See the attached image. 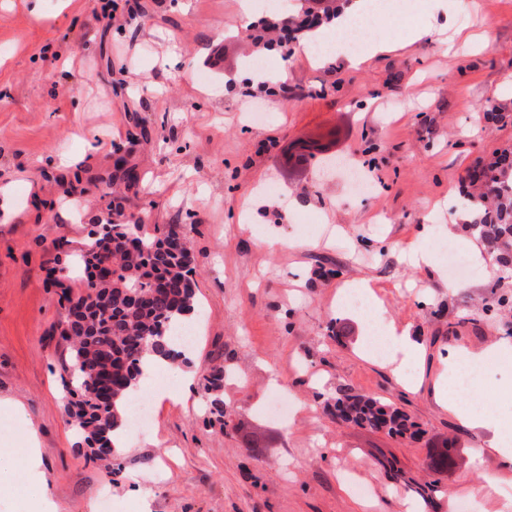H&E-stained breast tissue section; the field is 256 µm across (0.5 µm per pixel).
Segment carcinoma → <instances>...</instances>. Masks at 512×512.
<instances>
[{"mask_svg": "<svg viewBox=\"0 0 512 512\" xmlns=\"http://www.w3.org/2000/svg\"><path fill=\"white\" fill-rule=\"evenodd\" d=\"M469 229L479 237L498 263L512 273V187L499 183L492 200L471 209ZM112 233L96 235L79 263L80 289H61L60 307L76 297L83 311L60 319L56 331L67 345L60 383L70 396L67 423L76 426L87 445V458L101 460L102 448L119 452L115 430L126 428L129 393L146 366L174 360V332L189 324L196 273L191 249L174 251L168 238L178 226L151 227L137 221L111 224ZM137 241L126 247V237ZM112 266V278L97 282L86 269ZM203 390L212 414L224 420V368L213 366L203 374ZM343 417L391 434L411 436L416 426L399 408L345 390L336 395Z\"/></svg>", "mask_w": 512, "mask_h": 512, "instance_id": "cac0c4a2", "label": "carcinoma"}]
</instances>
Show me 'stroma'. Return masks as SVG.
Segmentation results:
<instances>
[{
	"mask_svg": "<svg viewBox=\"0 0 512 512\" xmlns=\"http://www.w3.org/2000/svg\"><path fill=\"white\" fill-rule=\"evenodd\" d=\"M245 2L139 0L133 12L122 0L119 25L108 0H0V444L27 447L35 431L19 480L40 478L54 512H365L367 498L405 512L428 481L440 492L423 512H512V469L473 462L492 431L435 396L457 347L512 338V309L483 312L491 265L452 291L440 249H484L458 190L475 161L512 152V0H462L449 21L376 18L393 45L356 68L263 51L284 97L252 86L241 20L287 18L294 0L268 12ZM219 44L227 66L209 68ZM489 101L497 119L475 121ZM327 149L356 160L373 192L324 172ZM120 157L138 178L105 190ZM117 206L123 221L186 231L200 333L175 366H223L225 420L155 373L149 417L109 470L75 448L67 352L51 331L71 254ZM270 235L290 247L267 246ZM420 249L432 266L410 263ZM361 279L421 346L407 377L374 360L361 312L337 306ZM342 389L401 408L418 438L337 420L327 401ZM279 390L284 409L268 412Z\"/></svg>",
	"mask_w": 512,
	"mask_h": 512,
	"instance_id": "stroma-1",
	"label": "stroma"
}]
</instances>
